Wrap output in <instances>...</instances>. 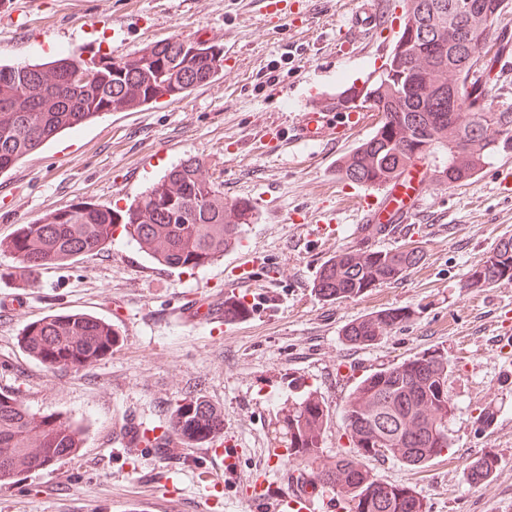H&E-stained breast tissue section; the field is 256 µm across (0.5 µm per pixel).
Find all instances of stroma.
<instances>
[{
    "mask_svg": "<svg viewBox=\"0 0 512 512\" xmlns=\"http://www.w3.org/2000/svg\"><path fill=\"white\" fill-rule=\"evenodd\" d=\"M371 4L399 25L405 0H288V17L270 19L255 0H0V59L49 58L69 49L120 60L161 39L222 46L238 80L215 94L195 87L137 112H105L79 131L47 142L37 160L0 174V239L77 200L124 207L172 166L199 158L221 197L248 200L255 212L236 250L239 264L259 256L250 315L226 326L186 325L173 315L181 297L223 290L226 260L183 273L150 260L122 233L103 251L43 269L34 285L0 279V393L22 397L39 416L68 417L86 428L78 456L0 485V512H114L117 502L168 500L170 512H252L247 495L256 468L270 484L290 470L267 465L278 447L281 409L316 391L331 422L322 452L349 450L341 411L366 375L437 350L454 371L448 396V454L416 469L373 460L378 479L410 487L429 512H512V292L463 289L469 269L512 232V153L490 158L470 181L428 186L423 206L437 224L403 237L372 240L375 249L413 242L422 262L401 280L342 303L314 290L319 268L355 245L369 189L343 182L336 161L371 135L368 115L338 147L295 140L301 111L341 98L373 79L390 47L371 34L344 47L353 11ZM407 307L410 322L376 344L342 340L349 322ZM57 311L87 312L115 325L108 357L74 371L31 360L18 339L25 325ZM202 395L224 412V438L240 449L237 475L216 489L203 480L212 462L195 450L164 462L152 448L131 452L121 425L164 424L180 400ZM492 412L491 423L479 421ZM490 451L499 459L480 485L467 464Z\"/></svg>",
    "mask_w": 512,
    "mask_h": 512,
    "instance_id": "stroma-1",
    "label": "stroma"
}]
</instances>
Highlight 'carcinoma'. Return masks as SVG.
Returning a JSON list of instances; mask_svg holds the SVG:
<instances>
[{
  "instance_id": "obj_1",
  "label": "carcinoma",
  "mask_w": 512,
  "mask_h": 512,
  "mask_svg": "<svg viewBox=\"0 0 512 512\" xmlns=\"http://www.w3.org/2000/svg\"><path fill=\"white\" fill-rule=\"evenodd\" d=\"M435 25L460 31V40L437 52L433 66L453 67L448 80L461 85L463 116L448 111V97L429 84L401 94L413 83L407 59L388 57L386 80L354 86L346 96L361 98L365 111L377 113L373 134L358 143L345 164H337L341 180L373 187L385 182L406 183L405 175L423 164L435 150L448 149L444 131L457 136L456 153L434 181L454 186L471 180L487 160L512 152V111H496L489 103L488 86L493 62L485 48L493 40L512 43V33L494 30L496 20L478 25L456 8L458 0H424ZM422 24L410 12L403 14L399 37H421ZM482 59V73L468 66L469 53ZM224 63V49L201 41L178 38L150 44L123 61L101 56L91 69L82 54L64 50L43 64L0 63V173L25 158L64 130H77L102 112L135 94L142 103L155 102L178 89L188 94L216 77ZM376 103L367 104L369 97ZM53 102L47 110L41 99ZM404 123L413 128L405 144L393 142ZM507 136L499 137L501 130ZM198 159L189 157L171 168L123 210L77 200L33 224H20L0 251L13 264L0 270L22 284L50 266H66L79 257L101 251L122 228L139 249L157 263L183 272L201 269L236 245L252 211L245 200H234L240 222L224 223V206L215 202L214 184L202 177ZM423 259L420 247L410 243L395 249L357 246L328 260L318 272L314 288L326 302H343L363 296L380 284L405 277ZM512 277V235L502 236L487 256L472 266L464 287L490 288L502 277ZM406 308L383 309L348 323L344 342L366 348L389 331L410 320ZM119 336L114 325L84 312L42 316L27 323L20 345L27 356L49 369L80 370L112 354ZM448 359L434 352L408 358L362 379L349 395L342 421L350 451L320 463L330 414L319 397L308 392L290 401L282 417L288 462L303 466L315 477L320 494H329L343 512H428L426 503L410 487L383 482L365 460L392 459L423 467L451 446L448 422L455 405L448 398ZM224 428V414L202 395L181 400L171 412L161 434L142 435L150 448L174 435L185 443L206 444ZM82 429L61 417H36L15 394H0V484L10 482L22 469L43 471L67 460L82 448ZM498 466L487 451L466 467L467 479L478 484Z\"/></svg>"
}]
</instances>
